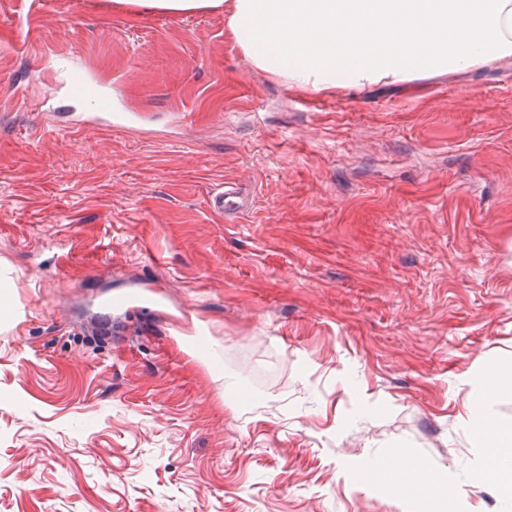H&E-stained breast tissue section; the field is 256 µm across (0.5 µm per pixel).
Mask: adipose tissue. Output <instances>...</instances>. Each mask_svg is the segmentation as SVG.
Listing matches in <instances>:
<instances>
[{
	"instance_id": "adipose-tissue-1",
	"label": "adipose tissue",
	"mask_w": 512,
	"mask_h": 512,
	"mask_svg": "<svg viewBox=\"0 0 512 512\" xmlns=\"http://www.w3.org/2000/svg\"><path fill=\"white\" fill-rule=\"evenodd\" d=\"M136 13L170 16L225 11L233 41L252 65L288 87L317 93L464 73L512 69V0H123ZM481 397L461 423L493 458L488 483L512 488V429L490 404L506 384L487 373ZM404 491L428 486L439 499L458 489L432 478L428 464L404 452L390 462L353 466L366 485L386 469Z\"/></svg>"
}]
</instances>
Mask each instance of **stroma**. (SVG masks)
<instances>
[{
	"mask_svg": "<svg viewBox=\"0 0 512 512\" xmlns=\"http://www.w3.org/2000/svg\"><path fill=\"white\" fill-rule=\"evenodd\" d=\"M0 262V512H420L348 476L397 449L505 506L460 418L512 378V70L303 93L220 13L0 0ZM67 95L73 101H81L87 93L97 95L101 100L100 112L87 115L78 120L80 124H93L107 127H120L122 122L129 119L124 112L112 113V97L104 91L101 86L95 83L82 68H73L70 70L66 83ZM240 190L241 188L234 183L225 185L224 191L213 194L209 203L213 213L230 222H235V219L249 208V204ZM11 271L7 266L0 264V322L8 324L13 319V308L9 307L11 303L14 282L9 275Z\"/></svg>",
	"mask_w": 512,
	"mask_h": 512,
	"instance_id": "obj_1",
	"label": "stroma"
}]
</instances>
